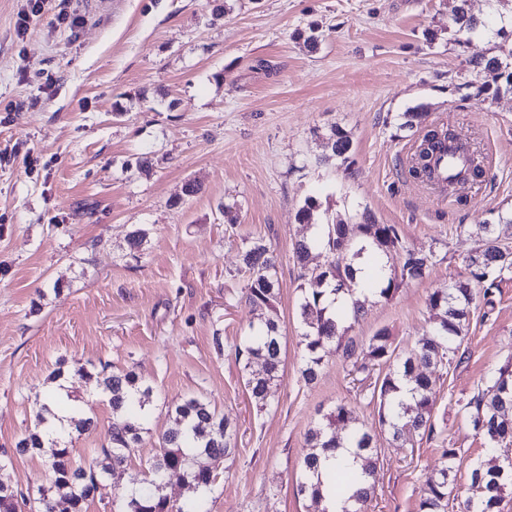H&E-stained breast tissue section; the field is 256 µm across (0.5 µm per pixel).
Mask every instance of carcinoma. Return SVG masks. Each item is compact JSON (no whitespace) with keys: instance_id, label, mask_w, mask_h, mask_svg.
Instances as JSON below:
<instances>
[{"instance_id":"carcinoma-1","label":"carcinoma","mask_w":512,"mask_h":512,"mask_svg":"<svg viewBox=\"0 0 512 512\" xmlns=\"http://www.w3.org/2000/svg\"><path fill=\"white\" fill-rule=\"evenodd\" d=\"M454 22L458 32L471 34L482 22L467 9V0H459ZM501 59L492 56L473 64L470 78L462 83L481 95L501 88L512 89V69H500ZM327 144L336 157L345 160L352 140L339 126L330 128ZM454 161V172L448 183H477L485 175L478 154L460 135L450 131L440 133L429 129L417 146L411 173L428 181L435 180L437 163L442 155ZM320 208L317 198L309 197L298 210L301 224H312L314 212ZM348 225L341 219L332 224H319L315 234L302 237L293 244V256L299 265L300 291L299 344L300 377L306 385L317 382L326 357L336 353L358 371L369 367L384 368L371 391V400L378 404L379 424L395 440L412 442L433 431L432 417L436 402V383L421 371L420 365L437 371L447 368L456 358L463 339L464 324L469 320L476 291L471 280H484L489 273L512 271V245L504 242L491 224H480L476 232L477 247L466 258L470 277L458 279L444 288H435L427 298V307L438 315V322L429 335L418 340L410 349L393 346L385 330L378 331L365 344L348 336V320L355 319L363 308L355 298L360 283L355 278L354 264L364 258L382 256L393 262V269L377 270L367 286L383 299L391 298L401 287L423 280L433 265V253H423L405 245L399 228L394 224H378L366 215L358 225L357 238L348 237ZM149 232L141 225L129 232L127 244L131 253L143 250ZM315 250L331 256L325 265L309 266ZM242 265L247 274L246 300L261 310H267L257 324L249 326L247 335L235 345L236 360L244 372V386L252 403L263 410L271 405L274 387L285 373L286 333L274 309L278 294L277 257L260 239L244 242ZM261 369L252 370L253 364ZM77 371L92 381L97 392L105 395L112 408V426L106 433L102 458L89 465L73 462L70 448L72 432L84 433L94 426L90 418L74 409L70 417L71 431L65 436H52L48 415L52 414L48 392L37 413L36 429L31 430L15 446V454L37 453L45 458L50 472L48 485L25 492L0 485V512H56V497L69 502L72 512H83L87 500H104L108 495V480L118 469L135 456L148 431L147 423L153 390L132 370L110 371L104 366L89 371L80 361H73ZM491 395L479 392L461 406L473 430L479 435L489 453L506 452L512 446V372L503 369L490 376ZM409 389L411 399L402 395V386ZM172 425L161 436L159 448L146 463L141 474L133 477L120 497V512H210L207 493L216 476L202 460L220 459L235 454L238 430L228 418L212 408L201 396H186L171 406ZM346 431L341 437L336 428ZM350 447L361 460V481L347 497L350 506L343 512H367L375 494L378 453L371 430L360 425L355 411L346 403H338L309 428L297 494L308 499L314 512H326L321 507L319 485L313 477L319 468L318 451L326 448ZM457 449H441L440 465L426 475L425 488L417 512H448L455 501L453 487L448 481L454 471ZM178 481L191 491L179 503H172L163 494L164 484ZM469 495L460 512H499L502 494L512 485V466L500 465L471 468Z\"/></svg>"}]
</instances>
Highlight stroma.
Returning a JSON list of instances; mask_svg holds the SVG:
<instances>
[{
    "label": "stroma",
    "instance_id": "stroma-1",
    "mask_svg": "<svg viewBox=\"0 0 512 512\" xmlns=\"http://www.w3.org/2000/svg\"><path fill=\"white\" fill-rule=\"evenodd\" d=\"M25 0H0V448L34 427L35 399L62 358L132 370L154 389L149 430L120 494L168 429L167 405L203 395L237 423L233 458L212 461V512H308L295 493L304 437L343 402L377 435L368 512H416L440 451L457 449L452 479L466 497L471 467L490 462L460 400L512 364V273L476 299L464 340L437 384L431 433L410 444L378 425L368 381L326 358L317 384L300 379L296 214L359 223L370 212L406 245L437 257L427 277L390 300L367 298L351 336L388 329L409 348L434 319L432 289L467 276L475 225L512 213V91L467 95L472 61L512 56L498 0H468L484 32L459 34L456 0H62L18 36ZM318 24L317 49L297 31ZM425 105L426 124L450 129L484 157L482 182L440 189L409 169L419 133L400 115ZM350 133L347 161L330 157L331 126ZM199 187L184 194L186 183ZM148 243L130 256L133 225ZM278 256L275 303L287 368L271 408L252 404L234 346L259 313L244 296L243 242ZM62 286L54 294V286ZM68 392L96 429L72 456L101 454L112 409L65 368ZM42 456L16 457L0 483L48 485Z\"/></svg>",
    "mask_w": 512,
    "mask_h": 512
}]
</instances>
